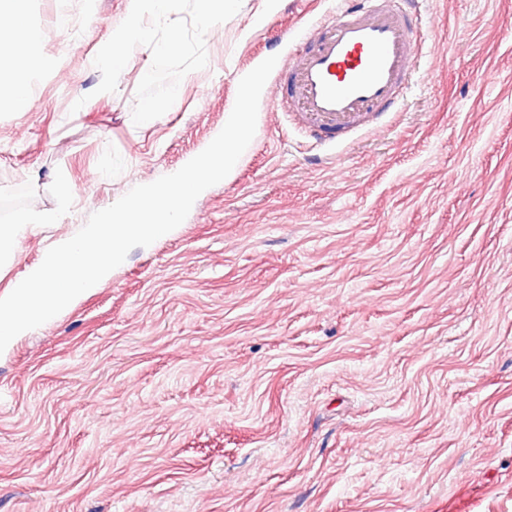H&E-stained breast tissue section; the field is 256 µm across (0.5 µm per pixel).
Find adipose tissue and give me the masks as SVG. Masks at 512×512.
<instances>
[{
	"label": "adipose tissue",
	"mask_w": 512,
	"mask_h": 512,
	"mask_svg": "<svg viewBox=\"0 0 512 512\" xmlns=\"http://www.w3.org/2000/svg\"><path fill=\"white\" fill-rule=\"evenodd\" d=\"M145 4L154 16L161 18L172 10L174 0H131L128 22L113 33L112 45L104 56V76L115 74L133 48L159 56L181 53L183 46L178 36L160 41L150 28L139 23L140 9ZM43 58V35L28 20L27 0H0V100H7L14 109H22L31 98L37 63Z\"/></svg>",
	"instance_id": "ef3b65f1"
}]
</instances>
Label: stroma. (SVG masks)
<instances>
[{
  "instance_id": "stroma-1",
  "label": "stroma",
  "mask_w": 512,
  "mask_h": 512,
  "mask_svg": "<svg viewBox=\"0 0 512 512\" xmlns=\"http://www.w3.org/2000/svg\"><path fill=\"white\" fill-rule=\"evenodd\" d=\"M338 4L237 0L214 28L195 0L142 11L183 50L107 84L129 0H29L46 63L28 110L0 104V225L48 221L0 295L178 171L251 58L288 63ZM417 8L432 44L397 112L322 147L267 85L184 222L0 353V512H512V0Z\"/></svg>"
}]
</instances>
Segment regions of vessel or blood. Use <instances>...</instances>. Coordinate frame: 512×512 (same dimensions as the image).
I'll return each mask as SVG.
<instances>
[{
  "label": "vessel or blood",
  "mask_w": 512,
  "mask_h": 512,
  "mask_svg": "<svg viewBox=\"0 0 512 512\" xmlns=\"http://www.w3.org/2000/svg\"><path fill=\"white\" fill-rule=\"evenodd\" d=\"M416 41L396 0H356L317 22L289 68L277 70L274 104L299 114L317 140L360 130L396 103Z\"/></svg>",
  "instance_id": "b4317fda"
}]
</instances>
